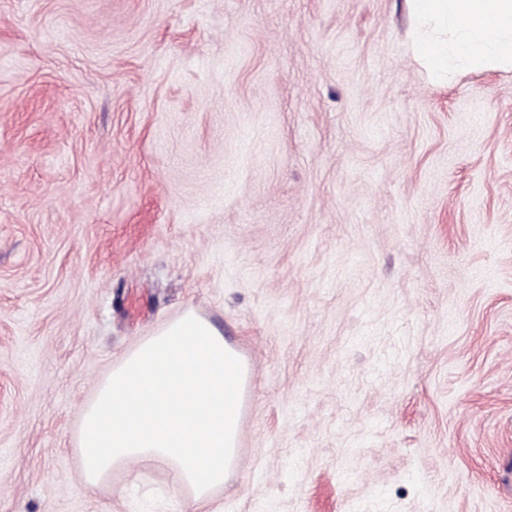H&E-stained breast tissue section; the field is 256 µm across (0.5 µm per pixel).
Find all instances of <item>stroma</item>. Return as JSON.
<instances>
[{
	"label": "stroma",
	"mask_w": 512,
	"mask_h": 512,
	"mask_svg": "<svg viewBox=\"0 0 512 512\" xmlns=\"http://www.w3.org/2000/svg\"><path fill=\"white\" fill-rule=\"evenodd\" d=\"M409 0H0V512L182 312L246 362L215 512H512V70L435 82Z\"/></svg>",
	"instance_id": "35a3bbf8"
}]
</instances>
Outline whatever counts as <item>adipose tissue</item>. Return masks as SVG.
<instances>
[{
  "mask_svg": "<svg viewBox=\"0 0 512 512\" xmlns=\"http://www.w3.org/2000/svg\"><path fill=\"white\" fill-rule=\"evenodd\" d=\"M418 51L437 76L466 65L512 66V0H411ZM241 356L207 319L186 312L140 342L82 412L81 485L93 490L134 461L173 468L186 512H212L237 457L247 378Z\"/></svg>",
  "mask_w": 512,
  "mask_h": 512,
  "instance_id": "ef3b65f1",
  "label": "adipose tissue"
}]
</instances>
